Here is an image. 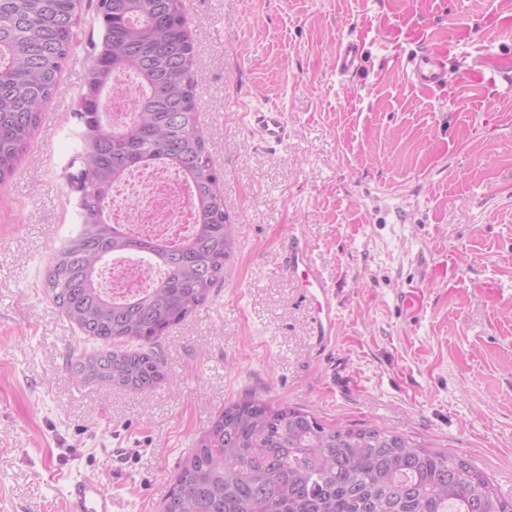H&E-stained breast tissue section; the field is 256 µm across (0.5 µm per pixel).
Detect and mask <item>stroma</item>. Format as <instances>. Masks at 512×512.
Wrapping results in <instances>:
<instances>
[{"instance_id":"stroma-1","label":"stroma","mask_w":512,"mask_h":512,"mask_svg":"<svg viewBox=\"0 0 512 512\" xmlns=\"http://www.w3.org/2000/svg\"><path fill=\"white\" fill-rule=\"evenodd\" d=\"M198 122L236 227L224 281L162 340L163 380L74 382L100 351L43 290L75 229L61 173L87 66L76 60L0 184V512H69L92 474L119 512H159L224 405L257 392L330 424H368L459 455L512 497V0H184ZM361 43L354 71L338 41ZM420 51L448 81L409 77ZM274 106L288 141L247 118ZM299 240L333 293L323 344L283 264ZM127 449L121 460L112 451ZM358 51L359 47L355 40L346 38L340 41L334 60L336 71L339 74H347L354 68ZM249 120L259 141L265 146L283 145L288 138V119L278 108L270 107L249 112Z\"/></svg>"}]
</instances>
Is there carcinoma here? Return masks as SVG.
<instances>
[{"instance_id": "carcinoma-1", "label": "carcinoma", "mask_w": 512, "mask_h": 512, "mask_svg": "<svg viewBox=\"0 0 512 512\" xmlns=\"http://www.w3.org/2000/svg\"><path fill=\"white\" fill-rule=\"evenodd\" d=\"M83 0H0V183L11 178L77 45ZM98 42L73 117L79 147L64 169L78 227L55 251L46 294L83 336L106 349L81 356L72 376L148 390L163 377L161 339L224 281L235 227L224 213V177L198 125L201 70L183 0H97ZM134 118L104 121L128 94ZM175 169L194 191V229L170 243L130 235L107 212L133 170ZM140 254L164 270L123 298L99 282L110 257ZM161 512H512V499L455 454L410 435L336 426L252 395L224 407L178 471Z\"/></svg>"}]
</instances>
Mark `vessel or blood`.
<instances>
[{"label":"vessel or blood","instance_id":"b4317fda","mask_svg":"<svg viewBox=\"0 0 512 512\" xmlns=\"http://www.w3.org/2000/svg\"><path fill=\"white\" fill-rule=\"evenodd\" d=\"M359 47L355 40L340 41L334 63L339 74L349 73L355 66ZM411 78L425 87L442 85L445 73L439 59L432 54L418 56L411 68ZM250 124L260 142L269 147L283 145L288 138V119L280 109L270 107L251 112ZM288 271L296 276L314 299L316 312L313 323L320 339H328L335 325L332 294L325 283L309 249L300 242H291L285 255ZM70 512H118L117 501L107 494L96 477L83 476L68 485Z\"/></svg>","mask_w":512,"mask_h":512}]
</instances>
